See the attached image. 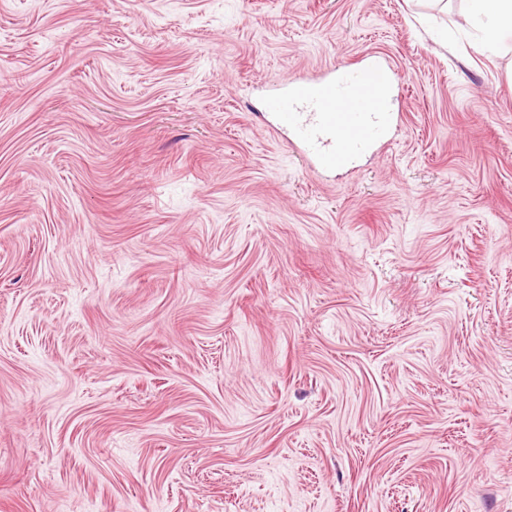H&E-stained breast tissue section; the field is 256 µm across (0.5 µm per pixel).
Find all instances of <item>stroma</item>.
<instances>
[{
  "label": "stroma",
  "mask_w": 512,
  "mask_h": 512,
  "mask_svg": "<svg viewBox=\"0 0 512 512\" xmlns=\"http://www.w3.org/2000/svg\"><path fill=\"white\" fill-rule=\"evenodd\" d=\"M466 0H0V512H512V82ZM386 58L342 172L267 85Z\"/></svg>",
  "instance_id": "1"
}]
</instances>
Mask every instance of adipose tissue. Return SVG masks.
<instances>
[{
  "mask_svg": "<svg viewBox=\"0 0 512 512\" xmlns=\"http://www.w3.org/2000/svg\"><path fill=\"white\" fill-rule=\"evenodd\" d=\"M468 21L484 51L512 53V0H467Z\"/></svg>",
  "mask_w": 512,
  "mask_h": 512,
  "instance_id": "1",
  "label": "adipose tissue"
}]
</instances>
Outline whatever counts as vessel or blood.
<instances>
[{
    "instance_id": "obj_1",
    "label": "vessel or blood",
    "mask_w": 512,
    "mask_h": 512,
    "mask_svg": "<svg viewBox=\"0 0 512 512\" xmlns=\"http://www.w3.org/2000/svg\"><path fill=\"white\" fill-rule=\"evenodd\" d=\"M393 71L374 58L352 62L307 83L285 79L268 101L279 130L292 132V143L311 167L347 169L386 136L392 121L378 94Z\"/></svg>"
}]
</instances>
